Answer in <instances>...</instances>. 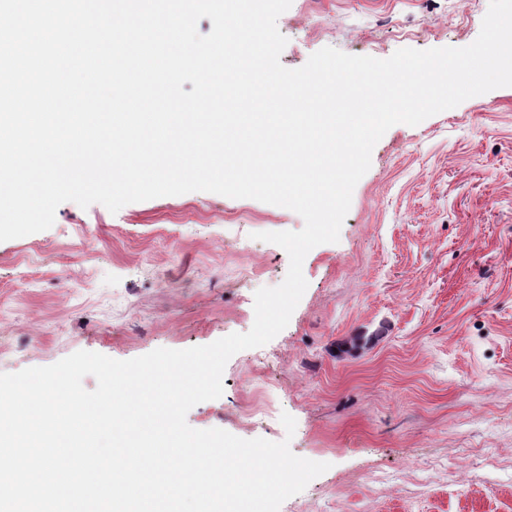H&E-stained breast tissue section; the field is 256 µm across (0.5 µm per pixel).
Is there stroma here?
I'll return each instance as SVG.
<instances>
[{"instance_id": "1", "label": "stroma", "mask_w": 512, "mask_h": 512, "mask_svg": "<svg viewBox=\"0 0 512 512\" xmlns=\"http://www.w3.org/2000/svg\"><path fill=\"white\" fill-rule=\"evenodd\" d=\"M489 0H292L280 61L330 46L390 57L464 47ZM295 212L190 192L110 212L73 202L0 242V372L79 350L128 360L204 346L254 323V294L289 268L259 232ZM258 266L242 276L238 266ZM288 326L235 354L196 429L289 440L329 463L280 512H512V87L391 127L338 242L314 247ZM267 396L278 415L244 420ZM296 420L287 436L280 413Z\"/></svg>"}]
</instances>
